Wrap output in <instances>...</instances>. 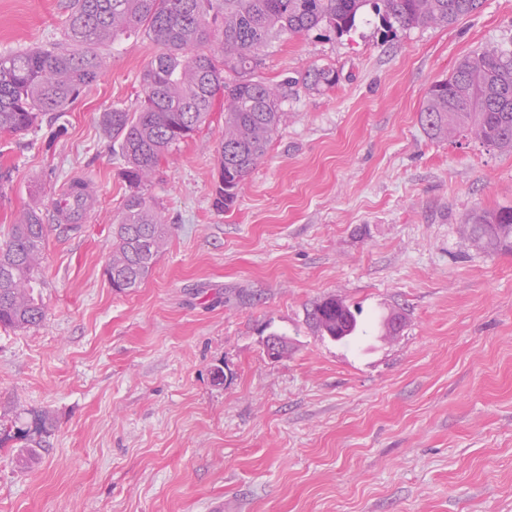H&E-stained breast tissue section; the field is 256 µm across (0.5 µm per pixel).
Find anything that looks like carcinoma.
<instances>
[{
	"mask_svg": "<svg viewBox=\"0 0 512 512\" xmlns=\"http://www.w3.org/2000/svg\"><path fill=\"white\" fill-rule=\"evenodd\" d=\"M481 0H70L66 43L0 55V133L20 134L51 112L63 113L97 78L91 49L144 31L162 51L142 74L143 100L133 110L114 107L100 115L124 162L123 174L138 188L177 142L207 121L224 93V130L217 158V204L228 209L243 181L265 157L283 118L281 105L296 81L273 84L256 76L265 49L285 36L326 27L342 35L370 13L395 27L455 24ZM335 82L329 66L303 78L311 90ZM420 122L434 140L471 136L489 148L512 151V51L487 48L457 63L428 91ZM474 241L485 249L512 244V208L476 212ZM46 225L28 210L0 243V326L27 329L45 318L35 291L44 256ZM167 237V225L145 194L126 197L112 228L107 275L126 291L140 287ZM327 336H352L355 313L326 300L307 313ZM21 440L16 460L26 468L41 457L44 440L22 428H0V447Z\"/></svg>",
	"mask_w": 512,
	"mask_h": 512,
	"instance_id": "1",
	"label": "carcinoma"
}]
</instances>
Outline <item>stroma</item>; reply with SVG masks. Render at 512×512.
<instances>
[{
	"label": "stroma",
	"instance_id": "35a3bbf8",
	"mask_svg": "<svg viewBox=\"0 0 512 512\" xmlns=\"http://www.w3.org/2000/svg\"><path fill=\"white\" fill-rule=\"evenodd\" d=\"M66 2L0 0V55L62 39ZM491 47L512 49V0L448 27L275 43L263 77L327 65L335 84L289 94L226 211L216 99L145 188L167 242L126 292L105 268L131 187L99 116L135 107L158 45L99 47L61 118L0 135V232L31 208L48 226L46 318L0 328V423L53 421L32 468L0 448V512H512V249L478 248L468 226L512 207V152L419 122L430 86ZM80 178L83 221L57 223ZM330 296L359 310L357 340L309 323ZM273 333L288 338L275 360Z\"/></svg>",
	"mask_w": 512,
	"mask_h": 512
}]
</instances>
